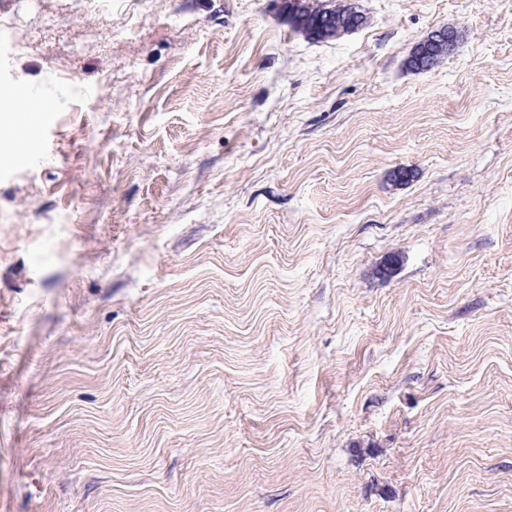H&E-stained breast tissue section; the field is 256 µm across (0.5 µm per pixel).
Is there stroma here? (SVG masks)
I'll use <instances>...</instances> for the list:
<instances>
[{
	"mask_svg": "<svg viewBox=\"0 0 512 512\" xmlns=\"http://www.w3.org/2000/svg\"><path fill=\"white\" fill-rule=\"evenodd\" d=\"M284 2L0 0V512H512V0ZM290 1L301 2L297 8L299 11L297 18L300 22L297 24L293 17L296 14H293L290 19L291 24L317 40L338 38L365 23L364 16L350 5L336 7L325 0H289L286 1L289 7ZM429 37L437 39H448V45L444 42L437 43L435 45L420 46L415 54L420 55L422 58V67L417 64V59L409 58L408 64L412 69L415 70H426L433 67L442 57H444L455 45L457 35L455 32L448 31L445 28H441L433 31ZM445 51H447L445 53Z\"/></svg>",
	"mask_w": 512,
	"mask_h": 512,
	"instance_id": "35a3bbf8",
	"label": "stroma"
}]
</instances>
